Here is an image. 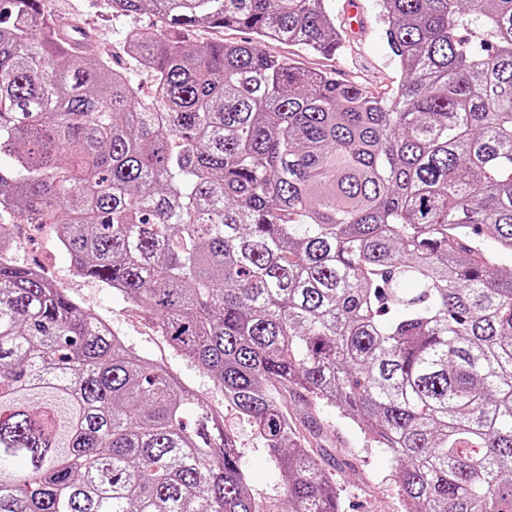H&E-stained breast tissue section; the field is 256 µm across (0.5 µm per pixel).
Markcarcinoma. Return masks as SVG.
Here are the masks:
<instances>
[{"label":"carcinoma","instance_id":"cac0c4a2","mask_svg":"<svg viewBox=\"0 0 512 512\" xmlns=\"http://www.w3.org/2000/svg\"><path fill=\"white\" fill-rule=\"evenodd\" d=\"M103 4L160 23L125 34L148 89L48 0L0 6V219L206 370L287 512H339L288 393L374 429L405 512H512V0H381L388 96L267 51L336 54L326 0ZM12 249L1 223L0 512H258L207 401Z\"/></svg>","mask_w":512,"mask_h":512}]
</instances>
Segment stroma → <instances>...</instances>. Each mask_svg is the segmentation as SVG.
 Segmentation results:
<instances>
[{"label":"stroma","mask_w":512,"mask_h":512,"mask_svg":"<svg viewBox=\"0 0 512 512\" xmlns=\"http://www.w3.org/2000/svg\"><path fill=\"white\" fill-rule=\"evenodd\" d=\"M357 2L366 24L350 30L344 48L336 54L322 56L289 45L273 46V53L291 57L304 67L336 74L338 79L357 82L374 93L396 88L401 71L387 46L377 0ZM50 5L60 27L83 25L114 64L127 66L123 45L115 25L103 12L102 0H50ZM7 230L17 243V261L43 267L48 281L108 322L141 357L160 364L187 390L209 401L213 411L223 418L225 432L237 442L240 467L259 512H283L285 497L275 459L246 418L225 402L223 392L210 376L174 352L159 336L152 320L121 295L95 279L73 276L68 254L54 244L51 225L34 230L27 224H11ZM288 413L302 433H309L315 426L322 429L327 449L324 465L338 483L340 512H404L395 463L390 453L374 442L370 430L359 427L337 408H314L298 397L289 398Z\"/></svg>","instance_id":"1"}]
</instances>
